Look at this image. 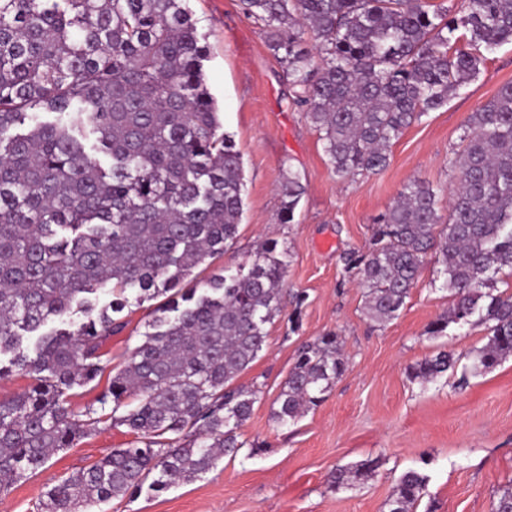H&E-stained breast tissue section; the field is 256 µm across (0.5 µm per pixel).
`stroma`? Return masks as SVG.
<instances>
[{
  "mask_svg": "<svg viewBox=\"0 0 512 512\" xmlns=\"http://www.w3.org/2000/svg\"><path fill=\"white\" fill-rule=\"evenodd\" d=\"M186 4L209 49L206 82L245 174L238 240L210 270L245 263L273 238L290 254L287 288L307 300L298 328L284 313L268 324L267 350L237 379L261 392L236 457L192 483L114 499L89 512H387L399 477L411 469L428 477L417 512H492L501 491L512 486V358L474 374L483 326L427 335L429 323L451 303L448 291L433 283V263H426L399 317L380 326L364 316L362 291L344 279L340 256L367 244L373 220L409 180L448 191L455 175L451 161L470 114L512 82V43L489 54L477 77L447 104L407 128L385 170L342 181L333 175L318 133L294 105L293 87L260 23L244 14L240 0ZM289 169L300 175L304 194L293 223L282 224L276 186ZM151 308L146 301L124 309L126 327L103 346L112 364L123 362L141 341ZM330 331L343 338L348 370L304 418L277 423L276 399L298 348ZM443 349L458 356L454 371L427 383L411 378V366ZM131 439L126 428L101 427L1 494L0 512H41L48 487ZM253 444L258 452H250ZM364 459L379 462L372 480L353 490L329 487L333 468Z\"/></svg>",
  "mask_w": 512,
  "mask_h": 512,
  "instance_id": "stroma-1",
  "label": "stroma"
}]
</instances>
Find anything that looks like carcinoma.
Wrapping results in <instances>:
<instances>
[{
	"label": "carcinoma",
	"mask_w": 512,
	"mask_h": 512,
	"mask_svg": "<svg viewBox=\"0 0 512 512\" xmlns=\"http://www.w3.org/2000/svg\"><path fill=\"white\" fill-rule=\"evenodd\" d=\"M242 9L261 24L339 179L384 169L405 129L512 42V0H461L459 18L429 0H242ZM206 59L184 0H0V356H10L0 379L12 370L30 379L0 400V492L101 425L135 435L48 489L43 512L158 494L237 455L259 388L234 382L267 347L284 297L293 324L306 301L284 288L289 253L275 240L256 248L247 272L197 287L195 270L236 243L244 212L242 157ZM454 164L448 217L415 178L371 225L368 246L341 260L367 317L383 325L433 259L452 302L426 333L485 326L474 368L487 371L512 358V293L495 288L504 270L512 276V83L471 113ZM278 192L279 221L290 224L299 175L282 174ZM131 295L164 300L99 407L77 409L76 389L104 373L103 341L125 327L117 314ZM50 322L59 327L43 331ZM457 362L441 350L411 375L427 382ZM348 367L338 333L303 344L274 419L286 425L317 407ZM377 466H338L329 486L363 484ZM427 482L403 473L388 512H415Z\"/></svg>",
	"instance_id": "obj_1"
}]
</instances>
